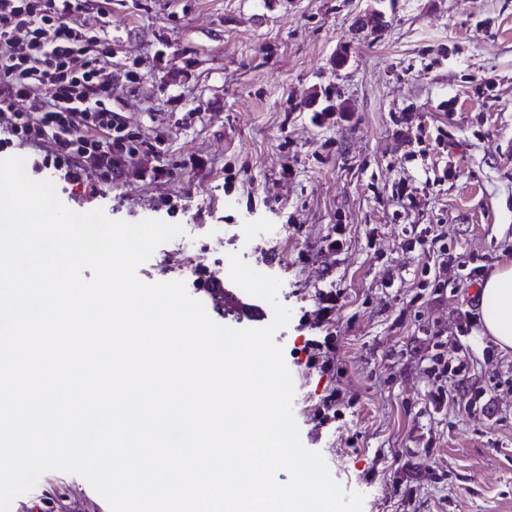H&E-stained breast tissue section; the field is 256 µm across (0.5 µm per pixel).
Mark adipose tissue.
<instances>
[{"instance_id":"ef3b65f1","label":"adipose tissue","mask_w":512,"mask_h":512,"mask_svg":"<svg viewBox=\"0 0 512 512\" xmlns=\"http://www.w3.org/2000/svg\"><path fill=\"white\" fill-rule=\"evenodd\" d=\"M479 314L484 335L500 350H512V262L502 263L483 280Z\"/></svg>"}]
</instances>
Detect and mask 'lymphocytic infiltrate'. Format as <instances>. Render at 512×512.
<instances>
[{
    "label": "lymphocytic infiltrate",
    "instance_id": "obj_1",
    "mask_svg": "<svg viewBox=\"0 0 512 512\" xmlns=\"http://www.w3.org/2000/svg\"><path fill=\"white\" fill-rule=\"evenodd\" d=\"M101 0H0V150L45 148L85 200L126 183L145 142L112 108V52L77 15Z\"/></svg>",
    "mask_w": 512,
    "mask_h": 512
}]
</instances>
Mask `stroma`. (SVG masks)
<instances>
[{
	"label": "stroma",
	"mask_w": 512,
	"mask_h": 512,
	"mask_svg": "<svg viewBox=\"0 0 512 512\" xmlns=\"http://www.w3.org/2000/svg\"><path fill=\"white\" fill-rule=\"evenodd\" d=\"M79 19L112 47L114 110L165 140L144 168L169 174L91 204L61 187L63 204L181 225L144 282L185 280L193 252L281 279L301 442L363 512H512V353L484 336L464 279L512 259V0H110ZM328 289L342 306L312 327ZM310 339L329 340L331 369L309 364ZM438 353L466 374L435 377ZM45 491L51 512H109L60 471L10 512H42Z\"/></svg>",
	"instance_id": "stroma-1"
}]
</instances>
